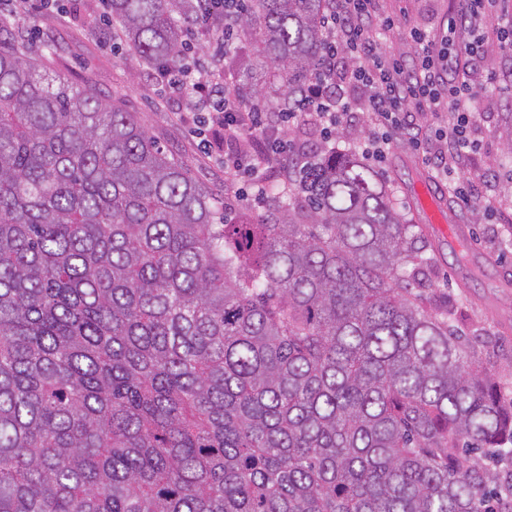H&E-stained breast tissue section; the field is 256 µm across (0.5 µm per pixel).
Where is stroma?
I'll use <instances>...</instances> for the list:
<instances>
[{"label":"stroma","instance_id":"stroma-1","mask_svg":"<svg viewBox=\"0 0 512 512\" xmlns=\"http://www.w3.org/2000/svg\"><path fill=\"white\" fill-rule=\"evenodd\" d=\"M458 7L459 0H375L378 18L394 22L392 29L379 36L381 51L411 57L414 45L408 32L413 28L437 42L448 38L449 20ZM100 15L95 0H77L66 15L28 7L11 23L25 32L31 54L52 46L54 53L44 62L48 72L78 86H92L135 113L163 149L223 202L227 216L273 212V202L252 205L246 198L247 181L226 174L218 157L205 155L201 135L176 121L163 106L146 78L142 59L126 49L113 51L111 44L101 41L96 33ZM487 64L493 77L481 81L473 102L479 114L473 137L479 147L464 161L460 174L489 191L492 215L488 221H474L471 209L455 198L452 181L424 164L401 137H394L390 150L373 169L388 182L398 210L424 229L421 244L434 258L422 292L425 305L457 307L459 327L496 333L491 366L507 380L512 378V165L504 163L503 153L505 137L512 132V47L492 43ZM422 184L445 203L449 220L466 227V245L449 242L428 224L416 206L417 188Z\"/></svg>","mask_w":512,"mask_h":512}]
</instances>
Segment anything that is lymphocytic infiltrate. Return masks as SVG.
I'll return each instance as SVG.
<instances>
[{
	"label": "lymphocytic infiltrate",
	"instance_id": "1",
	"mask_svg": "<svg viewBox=\"0 0 512 512\" xmlns=\"http://www.w3.org/2000/svg\"><path fill=\"white\" fill-rule=\"evenodd\" d=\"M495 3L465 0L449 25L453 31L467 29L471 36L465 46V76L460 80L446 73L454 47L435 51L417 29L409 32L416 46L413 59L382 55L378 34L392 29L394 22L377 18L373 0H336L324 24L326 46L316 74L290 111L265 112L258 105H245L235 79L191 56L175 67L149 66L146 76L160 88L177 120L205 122L207 151L222 153L225 171L250 177L257 203L265 194L263 170L284 172L297 164L281 137L284 126L309 123L328 136L348 121L349 104L339 93L345 84L367 92L364 109L371 125L364 136L363 154L373 160L390 147L392 133L420 144L421 117L451 109L453 120L430 131L439 150L424 151L423 157L438 171L452 174L477 147L470 135L475 124L471 104L475 99L473 81L484 71V45L493 39L512 43V17L493 19ZM236 9L235 0H193L191 21L209 40L225 43L229 37L219 20L234 15Z\"/></svg>",
	"mask_w": 512,
	"mask_h": 512
}]
</instances>
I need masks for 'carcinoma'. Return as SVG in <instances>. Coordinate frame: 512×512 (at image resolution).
<instances>
[{"mask_svg": "<svg viewBox=\"0 0 512 512\" xmlns=\"http://www.w3.org/2000/svg\"><path fill=\"white\" fill-rule=\"evenodd\" d=\"M335 0L235 29L293 106ZM187 0H112L149 63ZM0 27V512H512L491 334L427 311L387 182L321 145L278 215L231 220L135 113Z\"/></svg>", "mask_w": 512, "mask_h": 512, "instance_id": "carcinoma-1", "label": "carcinoma"}]
</instances>
